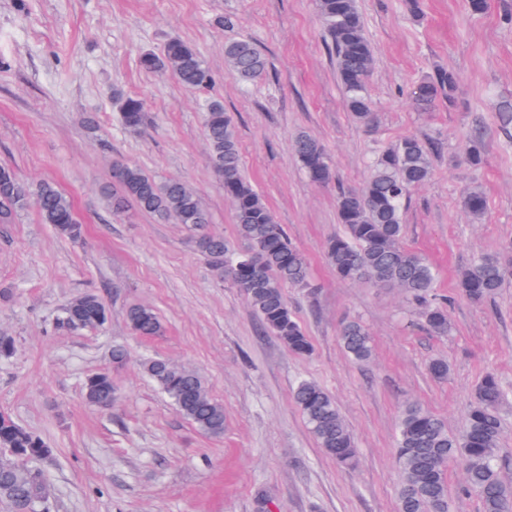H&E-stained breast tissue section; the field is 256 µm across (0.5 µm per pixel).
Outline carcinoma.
<instances>
[{
    "instance_id": "1",
    "label": "carcinoma",
    "mask_w": 512,
    "mask_h": 512,
    "mask_svg": "<svg viewBox=\"0 0 512 512\" xmlns=\"http://www.w3.org/2000/svg\"><path fill=\"white\" fill-rule=\"evenodd\" d=\"M317 9L330 39L327 49L335 58L346 105L358 122L366 124L372 119L368 81L374 55L357 0H317ZM224 63L227 74L242 84L255 81L267 69L264 54L247 39L224 45ZM140 67L150 73L170 72L191 90H206L213 81L200 53L180 39L167 42L160 53L143 54ZM457 86V74L439 68L419 84L415 103L427 109L442 97L451 101ZM115 99L125 127L139 130L147 123L143 100L123 94ZM203 125L209 162L224 186V197L233 204L237 235L247 243L246 249L236 250L224 237L207 231L210 217L199 195L179 179L159 181L135 165L116 161L112 164V188L103 195L116 214L133 205L194 231L198 250L220 276L239 288L265 331L290 352L307 354L311 343L295 320L286 295L288 288L313 287L307 257L245 177L235 125L222 100L213 97L207 101ZM292 149L312 183L327 185L333 180L329 155L319 140L301 132ZM432 151L431 144L415 137L381 146L364 186L340 192L337 220L343 231L327 241L326 256L336 275L345 281L400 289L424 308L427 328L444 335L450 329V319L446 302L434 293L436 272L424 256L402 244V203L410 188L429 180ZM29 206L40 222L52 225L60 237L82 238L84 225L73 202L54 183H25L13 169L1 165L0 223H12ZM463 207L480 220L487 211L486 196L473 187L465 193ZM511 280L512 267L496 257L480 256L460 274L459 288L481 303L493 299ZM105 311L107 307L97 295H79L64 309L59 324L69 329H97L107 323ZM126 319L137 336L163 332L159 317L146 305L131 306ZM339 339L352 361L365 363L372 358V338L361 321H346ZM143 369L185 419L209 436L224 435V405L209 394L197 372L165 359L148 360ZM114 391L108 372L90 376L84 386L87 403L101 409L112 403ZM292 399L318 447L337 463L352 464L357 448L335 399L312 380L300 381ZM506 399L498 377L484 375L457 434L448 432L441 418L421 406L404 407L396 436L399 512H451L447 472L453 465L461 467L466 488L479 499L481 512H512V483L500 471V408ZM51 453L43 437L0 412V455L6 458L0 475V501L24 499L31 512H50L48 478L34 463Z\"/></svg>"
}]
</instances>
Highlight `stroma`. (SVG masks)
<instances>
[{
    "mask_svg": "<svg viewBox=\"0 0 512 512\" xmlns=\"http://www.w3.org/2000/svg\"><path fill=\"white\" fill-rule=\"evenodd\" d=\"M414 21L404 0H358L374 50L373 119L357 124L343 101L315 0H0V164L26 182L49 180L74 203L83 240L59 237L27 210L0 224V334L15 350L0 358V411L42 434L51 512H399L394 439L410 402L459 431L475 387L489 372L509 396L501 410L502 474L512 480V284L474 303L456 279L476 257L512 264V124L498 120L512 101V0H420ZM233 16L234 27L222 26ZM174 38L209 67L210 93L145 72L144 52ZM251 39L268 61L261 80L225 73L224 44ZM454 69V103L428 110L414 100L436 68ZM144 100L148 126L127 129L114 93ZM234 120L245 173L278 223L306 253L314 285L288 289L313 351L292 354L264 333L238 288L220 277L187 227L128 208L113 214L102 189L112 163L138 165L163 181L193 187L210 214L208 230L237 241L231 202L209 161L203 128L207 97ZM482 131L480 167L465 159ZM309 133L327 147L335 172L312 184L292 152ZM434 143L433 174L410 191L404 245L438 271L450 300V335L436 336L395 288L341 280L326 241L341 232L338 192L360 187L380 143L406 136ZM478 186L488 201L474 222L461 195ZM106 304L100 330L59 331L54 321L76 296ZM135 304L152 307L162 335H134ZM360 319L373 340L365 364L350 360L338 331ZM126 349L124 363L113 347ZM164 358L196 371L224 405L214 438L180 416L142 364ZM447 379L431 377V360ZM107 371L117 387L111 410L87 405L88 375ZM303 379L331 393L352 431L357 463L344 468L318 447L292 400Z\"/></svg>",
    "mask_w": 512,
    "mask_h": 512,
    "instance_id": "1",
    "label": "stroma"
}]
</instances>
